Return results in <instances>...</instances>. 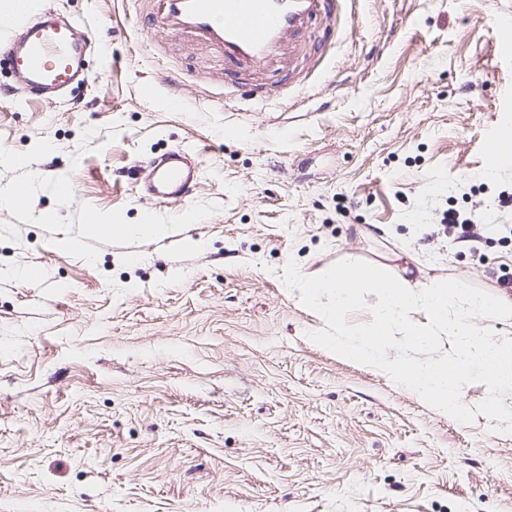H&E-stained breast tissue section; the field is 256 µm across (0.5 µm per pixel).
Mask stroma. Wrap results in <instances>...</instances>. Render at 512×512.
I'll return each mask as SVG.
<instances>
[{
  "mask_svg": "<svg viewBox=\"0 0 512 512\" xmlns=\"http://www.w3.org/2000/svg\"><path fill=\"white\" fill-rule=\"evenodd\" d=\"M46 6L90 50L62 99L0 69V151L24 161L0 164V512H512V433L315 344L283 282L362 260L512 303V142L495 172L484 153L512 120V0H342L310 29L323 58L248 96L150 0ZM173 147L201 170L184 210L140 194ZM448 209L488 225L478 248ZM148 220L165 232L83 234Z\"/></svg>",
  "mask_w": 512,
  "mask_h": 512,
  "instance_id": "35a3bbf8",
  "label": "stroma"
}]
</instances>
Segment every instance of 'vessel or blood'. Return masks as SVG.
Instances as JSON below:
<instances>
[{
    "mask_svg": "<svg viewBox=\"0 0 512 512\" xmlns=\"http://www.w3.org/2000/svg\"><path fill=\"white\" fill-rule=\"evenodd\" d=\"M0 55L29 96L44 99L74 89L83 71L84 50L71 24L58 20L41 0H12ZM162 30L189 34L224 57V77L256 70L297 55L307 44L313 18H331L334 0H153ZM200 171L182 149L150 170L147 189L158 202L185 205Z\"/></svg>",
    "mask_w": 512,
    "mask_h": 512,
    "instance_id": "obj_1",
    "label": "vessel or blood"
}]
</instances>
